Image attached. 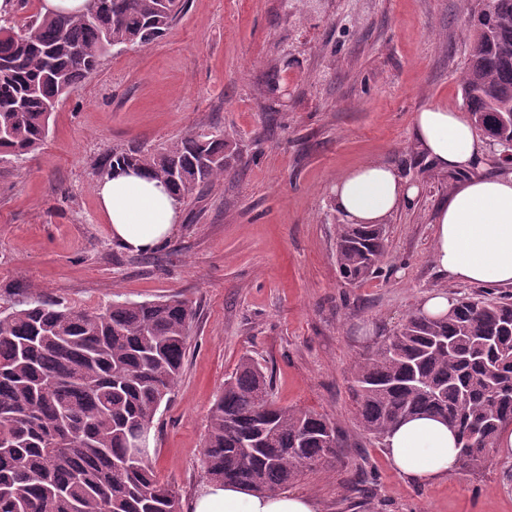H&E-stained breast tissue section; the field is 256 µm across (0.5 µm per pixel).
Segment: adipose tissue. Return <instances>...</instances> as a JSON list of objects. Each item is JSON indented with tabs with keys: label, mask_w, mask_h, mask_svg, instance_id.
Masks as SVG:
<instances>
[{
	"label": "adipose tissue",
	"mask_w": 512,
	"mask_h": 512,
	"mask_svg": "<svg viewBox=\"0 0 512 512\" xmlns=\"http://www.w3.org/2000/svg\"><path fill=\"white\" fill-rule=\"evenodd\" d=\"M411 139L431 168L454 175L434 218L431 259L449 280L483 286H512V170L487 176L479 165L488 142L463 113L436 104L413 115ZM100 214L115 243L131 252L163 246L180 222L174 192L143 170H117L96 185ZM418 183L394 166L370 162L352 168L331 187L333 207L347 224H384L397 211L414 208ZM456 436L439 419L413 416L387 436L385 449L402 476L432 483L455 473ZM312 498L289 491L254 493L231 484L208 483L190 512H320Z\"/></svg>",
	"instance_id": "obj_1"
}]
</instances>
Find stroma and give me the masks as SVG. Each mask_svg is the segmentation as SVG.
<instances>
[{"mask_svg": "<svg viewBox=\"0 0 512 512\" xmlns=\"http://www.w3.org/2000/svg\"><path fill=\"white\" fill-rule=\"evenodd\" d=\"M468 23L466 0H186L162 39L113 52L59 103L39 151L0 159V295L30 284L90 310L171 295L193 306L152 456L182 505L207 482L209 408L248 355L271 370L279 405L342 430L334 468L287 486L321 512H512V457L494 448L483 467L409 481L362 430L352 388L355 362L426 292L480 291L432 262V213L452 179L429 168L410 136L425 104L465 111ZM217 128L236 152L224 180L181 201L162 248L121 250L95 194L104 156ZM370 161L424 191L389 218L381 272L352 285L336 266L330 188Z\"/></svg>", "mask_w": 512, "mask_h": 512, "instance_id": "1", "label": "stroma"}]
</instances>
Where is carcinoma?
Listing matches in <instances>:
<instances>
[{
  "label": "carcinoma",
  "mask_w": 512,
  "mask_h": 512,
  "mask_svg": "<svg viewBox=\"0 0 512 512\" xmlns=\"http://www.w3.org/2000/svg\"><path fill=\"white\" fill-rule=\"evenodd\" d=\"M184 0H90L79 15L36 12L18 25L0 15V157L41 149L59 101L102 58L166 34ZM471 52L462 95L472 124L512 145V0H470ZM222 135L187 134L159 152L114 149L99 174L144 168L179 198L224 178ZM384 228L339 224L336 263L352 283L380 269ZM194 318L187 301H113L95 310L30 291L0 310V512H181L160 481L152 433L179 375ZM360 424L385 439L403 419L432 414L453 428L457 466L489 462L512 425V299L455 300L448 314L412 312L355 369ZM339 437L321 415L278 405L271 378L249 357L224 380L211 408L203 464L213 482L269 494L307 472L334 467Z\"/></svg>",
  "instance_id": "obj_1"
}]
</instances>
